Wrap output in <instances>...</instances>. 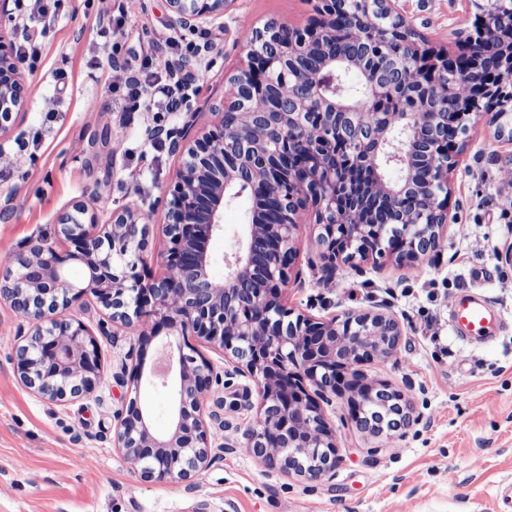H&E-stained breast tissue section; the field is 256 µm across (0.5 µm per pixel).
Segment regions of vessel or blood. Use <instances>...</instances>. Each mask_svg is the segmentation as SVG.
Returning <instances> with one entry per match:
<instances>
[{
    "label": "vessel or blood",
    "instance_id": "b4317fda",
    "mask_svg": "<svg viewBox=\"0 0 512 512\" xmlns=\"http://www.w3.org/2000/svg\"><path fill=\"white\" fill-rule=\"evenodd\" d=\"M450 322L457 339L468 345L493 341L503 329V317L486 298L462 291L450 301Z\"/></svg>",
    "mask_w": 512,
    "mask_h": 512
}]
</instances>
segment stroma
<instances>
[{
    "label": "stroma",
    "mask_w": 512,
    "mask_h": 512,
    "mask_svg": "<svg viewBox=\"0 0 512 512\" xmlns=\"http://www.w3.org/2000/svg\"><path fill=\"white\" fill-rule=\"evenodd\" d=\"M425 48L457 52L474 34L478 10L469 0H397ZM309 0H230L223 18L178 27L168 0H112L97 16L92 0H66L52 20L12 11L19 38L40 44L29 70L26 109L12 115L0 143L17 164L0 175V270L16 267L39 239L57 236L58 218L84 207L99 223L128 207L149 212L145 260L161 274L166 247L163 211H150L178 158L146 129L181 127L187 114L208 112L224 97L226 78L245 68L240 34L270 21L304 25ZM127 63L140 88L193 79L176 112L130 111L126 91L108 88L113 63ZM107 120H100V113ZM466 147L448 184V228L439 258L418 263L367 260L339 265L346 290L323 286L311 264L318 228L299 225L297 256L284 291L287 308L316 319L386 304L402 324L397 352L363 364L367 383L400 392L411 423L393 436L365 432L352 422L345 399L324 406L336 436L337 460L319 480L287 476L243 446L254 425V381L235 373L221 350L198 344L216 376L204 410L218 413L208 466L189 481L143 479L114 444L116 414L130 400L149 413L153 431L172 424L173 394L161 383L132 389L135 365L151 368L158 342L140 343L142 325L110 326V312L86 294L69 313L98 343L96 392L62 403L43 399L16 374V353L30 325L0 302V512H496L512 487V207L500 175L512 168V142L477 115L467 116ZM252 207L241 195L224 207V232L209 245L211 274L223 279ZM469 288L503 314L506 328L491 345L457 341L449 323L452 296ZM398 448H390V441Z\"/></svg>",
    "instance_id": "1"
}]
</instances>
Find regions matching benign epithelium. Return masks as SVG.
Instances as JSON below:
<instances>
[{
  "label": "benign epithelium",
  "mask_w": 512,
  "mask_h": 512,
  "mask_svg": "<svg viewBox=\"0 0 512 512\" xmlns=\"http://www.w3.org/2000/svg\"><path fill=\"white\" fill-rule=\"evenodd\" d=\"M315 15L304 27L269 23L254 30L247 68L231 76L224 101L208 125L189 113L182 127L149 128L165 137L183 163L152 209L166 216L164 274L151 277L142 258L149 225L138 208L112 215V223L84 220L77 207L59 218L64 245L43 239L16 269L0 272V300L28 319L33 330L17 354L23 384L41 397L64 402L95 393L101 370L97 341L79 320L57 316L87 293L112 310L114 323L144 322L151 335L195 336L224 350L242 375L256 383L259 417L245 433L246 447L287 475L321 478L336 461V436L320 402L349 394L352 420L373 401L356 365L393 355L403 327L378 308L317 320L294 314L282 302L297 253L294 231L320 226L319 280L336 282V266L370 256L416 263L440 254L448 223V174L457 164L462 116L484 112L497 123L512 107V0H469L482 11L477 37L460 54L433 53L386 6L388 0H312ZM226 0H168L176 22L193 28L224 15ZM17 29L0 22V105L22 110L30 93L25 70L13 53ZM368 44L339 65L323 56L303 66L325 42ZM367 81L364 100L336 96L342 69ZM462 73L465 91L448 75ZM414 81L433 92L429 108L388 112L397 92ZM426 141L432 163L422 169L416 148ZM394 166L398 177H386ZM248 191L254 200L239 247L215 280L209 244L224 232V204ZM72 261L88 270L86 286L67 277ZM153 374L175 379L171 430L153 433L143 409L118 415L116 444L145 479H182L207 465L208 420L202 398L210 389V363L188 341L162 345ZM382 402L409 421L401 395L379 390ZM298 454L324 463L294 465Z\"/></svg>",
  "instance_id": "benign-epithelium-1"
}]
</instances>
